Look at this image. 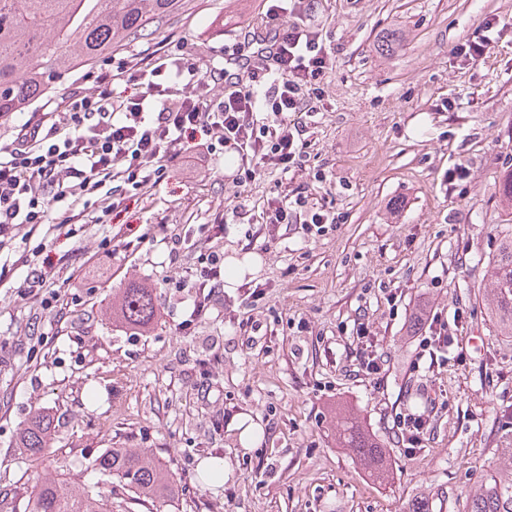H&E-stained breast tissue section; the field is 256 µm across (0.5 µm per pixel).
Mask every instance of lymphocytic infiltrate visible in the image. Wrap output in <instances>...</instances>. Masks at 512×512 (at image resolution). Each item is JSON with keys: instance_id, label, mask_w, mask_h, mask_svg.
Listing matches in <instances>:
<instances>
[{"instance_id": "lymphocytic-infiltrate-1", "label": "lymphocytic infiltrate", "mask_w": 512, "mask_h": 512, "mask_svg": "<svg viewBox=\"0 0 512 512\" xmlns=\"http://www.w3.org/2000/svg\"><path fill=\"white\" fill-rule=\"evenodd\" d=\"M265 6V39L245 34L232 51L246 63L242 72L195 58L168 39L91 73L89 85L72 83L15 124L0 146L1 286L20 276L25 296L50 305L57 272L39 253L58 237L76 236L81 225L107 224L131 200H153L170 162L184 154L233 150L231 178L241 186L304 163L305 133L324 107L335 56L304 21L309 0ZM284 15L293 19L285 28L278 24ZM221 82L226 91L217 101L210 86ZM260 218L271 234L284 224L308 233L336 224L335 213L308 207L302 196L267 200ZM107 226L108 240L125 239L123 226ZM22 235L36 239L35 248H21ZM189 275L205 289L193 300L199 316L210 307V290L224 285L223 253L202 254Z\"/></svg>"}]
</instances>
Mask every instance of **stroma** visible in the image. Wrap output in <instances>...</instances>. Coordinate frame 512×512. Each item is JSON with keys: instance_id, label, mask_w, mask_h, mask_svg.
<instances>
[{"instance_id": "35a3bbf8", "label": "stroma", "mask_w": 512, "mask_h": 512, "mask_svg": "<svg viewBox=\"0 0 512 512\" xmlns=\"http://www.w3.org/2000/svg\"><path fill=\"white\" fill-rule=\"evenodd\" d=\"M262 6L185 0L116 54L173 38L210 59L264 24ZM489 15L500 24L486 56L460 65L458 45L483 39ZM309 17L335 67L306 168L240 187L220 174L233 151L204 166L177 159L154 202L114 216L131 226L124 241L106 243L103 224L54 241L51 258L69 257L57 276L64 309L0 288V512H24L48 472L111 492L86 469L106 448L150 449L178 486L161 507L113 494V512H403L420 496L431 512H462L497 467L512 421V338L490 316L483 276L512 225L498 197L512 173V0H312ZM383 31L400 40L386 56L375 49ZM453 169L460 179L449 180ZM300 194L335 212L336 228L307 235L293 224L264 238L257 205ZM217 204L239 211L223 237L171 262L165 237L184 233L189 214L207 222ZM212 247L224 253V286L195 319L187 271ZM136 278L157 284L162 324L148 336L100 316ZM249 284L261 299L247 297ZM421 309L447 317L459 340L437 366L413 326ZM361 325L387 361L381 374L358 371L348 339ZM427 391L445 405L410 453L393 420L418 411ZM37 405L58 426L33 462L14 439ZM334 406L386 444L384 479L330 436ZM214 455L224 477L203 480Z\"/></svg>"}]
</instances>
